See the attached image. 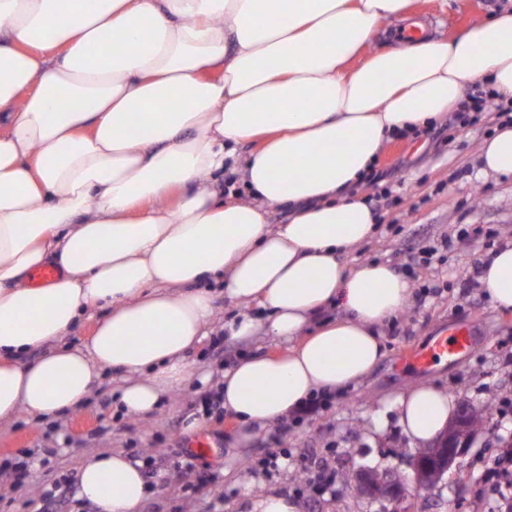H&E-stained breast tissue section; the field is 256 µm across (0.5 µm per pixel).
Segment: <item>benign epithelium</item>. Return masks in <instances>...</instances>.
Instances as JSON below:
<instances>
[{"label":"benign epithelium","mask_w":512,"mask_h":512,"mask_svg":"<svg viewBox=\"0 0 512 512\" xmlns=\"http://www.w3.org/2000/svg\"><path fill=\"white\" fill-rule=\"evenodd\" d=\"M476 413V408L467 402L459 405L454 421L441 442L431 450L417 452L410 459L412 478H407L397 467L381 473L360 469L355 472L357 487L374 498L404 503L408 499V482H413L417 488L426 489L443 476L456 458L470 451L478 435V427L472 424Z\"/></svg>","instance_id":"1"}]
</instances>
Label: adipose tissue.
<instances>
[{
    "label": "adipose tissue",
    "instance_id": "1",
    "mask_svg": "<svg viewBox=\"0 0 512 512\" xmlns=\"http://www.w3.org/2000/svg\"><path fill=\"white\" fill-rule=\"evenodd\" d=\"M409 2L0 0V422L73 410L107 370L122 376L118 407L158 409L194 376L188 354L214 314L208 280L260 307L225 322V336L285 345L223 370L224 411L240 424L371 374L411 288L386 263L341 262L380 220L350 188L396 133L455 110L470 81L512 100V8L449 40L374 47ZM480 159L512 177V125ZM228 164L251 202L209 187ZM284 205L288 220L271 223ZM46 265L59 277L29 287ZM481 282L512 312V243ZM328 307L340 317L316 321ZM93 313L92 335L75 340ZM393 404L422 444L455 410L431 383ZM77 478L98 512H139L151 491L120 451L83 458Z\"/></svg>",
    "mask_w": 512,
    "mask_h": 512
}]
</instances>
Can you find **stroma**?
<instances>
[{
  "mask_svg": "<svg viewBox=\"0 0 512 512\" xmlns=\"http://www.w3.org/2000/svg\"><path fill=\"white\" fill-rule=\"evenodd\" d=\"M509 5L512 0H411L409 13L429 33L450 39ZM497 126L490 116L460 131L439 122L429 137L403 132L372 166L380 182L354 186L381 221L376 237L343 254V262H385L412 288L409 306L383 329V362L362 384L318 394L315 414L251 426L242 460L230 462L227 449L245 429L231 417L207 414L201 399L218 392L216 376L224 366L251 348L273 351L277 345L259 336L249 343L228 338L223 348L214 347L213 337L238 311L215 294L213 336L191 355L196 371L211 372L207 384L191 380L159 410L129 415L113 398L121 379L109 374L74 411L0 426V512H42L46 496L61 488L66 494L53 512H96L76 492V467L106 450L123 451L151 471L152 491L141 512H247L251 495L265 492L294 499L299 512H396L392 503L346 487L339 473L352 464L381 471L416 449L392 400L421 382L439 384L459 403H491L492 420L456 460L459 482L443 480L420 491L412 512H500L512 502V461L494 456L501 442L512 441V314L492 306L480 280L482 266L512 241V179L480 172L481 146ZM466 323L475 343L463 357L425 372L402 365L406 348ZM193 420L198 426L191 432ZM198 434L212 439L209 453H191L188 443ZM316 465L336 473L335 483L319 489L309 475ZM202 471L212 475L211 483L199 484Z\"/></svg>",
  "mask_w": 512,
  "mask_h": 512,
  "instance_id": "stroma-1",
  "label": "stroma"
}]
</instances>
